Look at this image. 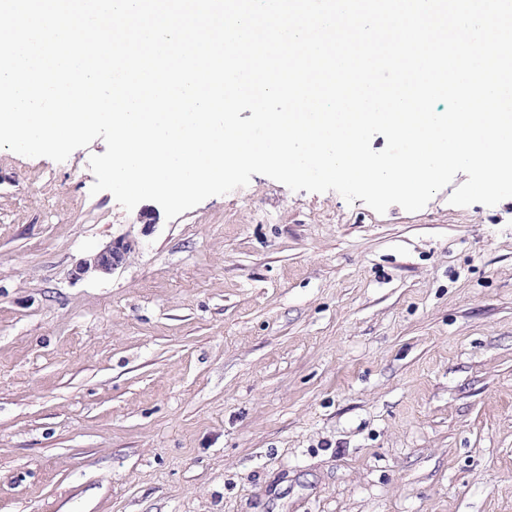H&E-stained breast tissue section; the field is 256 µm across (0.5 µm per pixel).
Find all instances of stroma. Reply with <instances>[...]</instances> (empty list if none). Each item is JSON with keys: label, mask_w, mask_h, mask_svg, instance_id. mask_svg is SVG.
Here are the masks:
<instances>
[{"label": "stroma", "mask_w": 512, "mask_h": 512, "mask_svg": "<svg viewBox=\"0 0 512 512\" xmlns=\"http://www.w3.org/2000/svg\"><path fill=\"white\" fill-rule=\"evenodd\" d=\"M105 150L0 148V512H512V198L255 174L169 220ZM129 248L128 242L117 240L89 259L83 260L76 268V273L79 276L92 272L110 273L123 261Z\"/></svg>", "instance_id": "stroma-1"}]
</instances>
